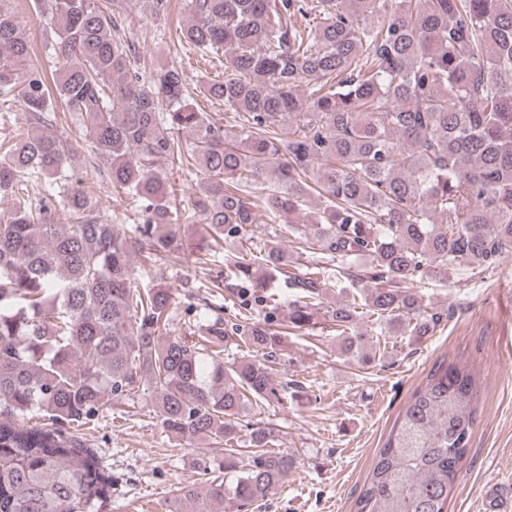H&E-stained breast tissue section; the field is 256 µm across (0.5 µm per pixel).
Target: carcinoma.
Listing matches in <instances>:
<instances>
[{
	"mask_svg": "<svg viewBox=\"0 0 512 512\" xmlns=\"http://www.w3.org/2000/svg\"><path fill=\"white\" fill-rule=\"evenodd\" d=\"M12 2L0 4V102L19 106L31 133L0 141V512H108L112 473L70 430L143 396L179 444L227 447L219 464L197 459L207 479L182 498L195 512H243L299 464L272 448L271 427L238 436L242 419L281 402L283 340L265 293L275 274L295 296L291 330L325 323L343 360L368 365L363 317L382 332L430 336L441 314L410 284L512 260V0H183L190 21L178 42L224 62V79L201 94L243 117L232 141L185 104L181 69L143 77L120 33L121 15H164L169 0ZM31 7L53 24L51 77L19 17ZM63 116L141 223L119 228L72 185L73 141L43 132ZM160 159L202 175L192 208L172 204ZM260 211L284 225L297 255L324 261L294 273L280 246L251 249ZM196 218L207 252L236 246L235 286L213 287L268 308L229 329L215 317L201 344L169 335L174 293L141 286L132 263L181 259V228ZM333 261L336 285L350 291L325 308ZM231 333L251 354L226 364ZM477 396L468 365H437L354 512H447ZM33 412L47 422L19 423Z\"/></svg>",
	"mask_w": 512,
	"mask_h": 512,
	"instance_id": "cac0c4a2",
	"label": "carcinoma"
}]
</instances>
